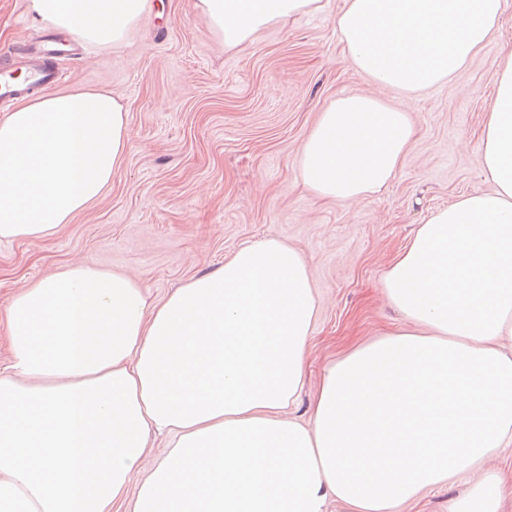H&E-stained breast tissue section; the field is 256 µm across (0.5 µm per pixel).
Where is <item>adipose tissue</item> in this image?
I'll return each instance as SVG.
<instances>
[{
    "mask_svg": "<svg viewBox=\"0 0 512 512\" xmlns=\"http://www.w3.org/2000/svg\"><path fill=\"white\" fill-rule=\"evenodd\" d=\"M316 0H197L225 47ZM150 0H30L41 22L121 43ZM502 0H344L343 47L375 83L413 94L458 80ZM415 132L408 110L347 94L300 167L342 204L380 190ZM129 146L104 90L49 93L0 121V240L42 238L98 199ZM493 182L432 213L383 284L408 326L327 365L312 422L282 419L301 388L316 303L304 261L267 238L157 305L128 275L84 264L7 309L0 371V512H392L512 447V51L482 132ZM170 437L149 468V430ZM278 478H271V471ZM487 473L448 512H498Z\"/></svg>",
    "mask_w": 512,
    "mask_h": 512,
    "instance_id": "adipose-tissue-1",
    "label": "adipose tissue"
}]
</instances>
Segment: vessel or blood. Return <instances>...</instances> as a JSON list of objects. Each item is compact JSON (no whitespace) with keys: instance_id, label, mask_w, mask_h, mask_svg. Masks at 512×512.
I'll return each instance as SVG.
<instances>
[{"instance_id":"1","label":"vessel or blood","mask_w":512,"mask_h":512,"mask_svg":"<svg viewBox=\"0 0 512 512\" xmlns=\"http://www.w3.org/2000/svg\"><path fill=\"white\" fill-rule=\"evenodd\" d=\"M83 44L75 38L60 40L49 35L34 37L24 49H8L0 53L7 65L0 70V105L23 94L52 89L62 82L60 71L49 61L58 56L81 54Z\"/></svg>"}]
</instances>
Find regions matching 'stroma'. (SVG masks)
<instances>
[{
	"label": "stroma",
	"instance_id": "stroma-1",
	"mask_svg": "<svg viewBox=\"0 0 512 512\" xmlns=\"http://www.w3.org/2000/svg\"><path fill=\"white\" fill-rule=\"evenodd\" d=\"M152 3L123 43L57 62L60 92L106 89L122 100L130 145L105 194L58 233L0 241V368L10 360L7 306L39 278L84 263L127 274L159 302L240 247L273 237L297 250L317 303L300 395L282 413L309 424L329 363L406 328L383 277L414 230L461 195L493 188L480 141L512 48V0L460 82L411 103L344 56L343 0H318L232 49L195 0ZM39 27L29 0H0V49ZM358 92L409 104L416 135L388 184L346 206L305 189L299 156L320 113Z\"/></svg>",
	"mask_w": 512,
	"mask_h": 512
}]
</instances>
